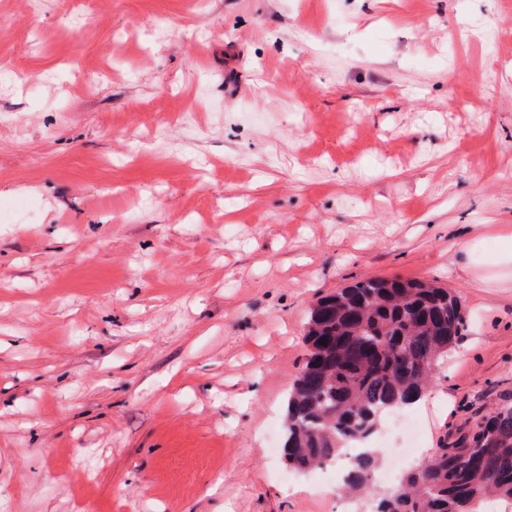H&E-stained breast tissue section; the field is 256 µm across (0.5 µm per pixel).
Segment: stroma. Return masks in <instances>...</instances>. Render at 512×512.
I'll use <instances>...</instances> for the list:
<instances>
[{
  "label": "stroma",
  "instance_id": "35a3bbf8",
  "mask_svg": "<svg viewBox=\"0 0 512 512\" xmlns=\"http://www.w3.org/2000/svg\"><path fill=\"white\" fill-rule=\"evenodd\" d=\"M487 28L512 0H0V512H367L281 452L309 312L367 277L470 314L399 471L512 402Z\"/></svg>",
  "mask_w": 512,
  "mask_h": 512
}]
</instances>
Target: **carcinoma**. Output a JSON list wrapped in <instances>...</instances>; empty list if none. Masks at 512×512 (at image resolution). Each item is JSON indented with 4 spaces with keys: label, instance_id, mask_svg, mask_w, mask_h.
Listing matches in <instances>:
<instances>
[{
    "label": "carcinoma",
    "instance_id": "obj_1",
    "mask_svg": "<svg viewBox=\"0 0 512 512\" xmlns=\"http://www.w3.org/2000/svg\"><path fill=\"white\" fill-rule=\"evenodd\" d=\"M466 326L458 296L419 280L369 277L319 299L307 322L309 354L285 404L288 467L334 462L385 415L418 403ZM376 462L365 452L352 458L341 488L369 501L370 512H483L487 500L512 512V403L443 441L390 489H372Z\"/></svg>",
    "mask_w": 512,
    "mask_h": 512
}]
</instances>
